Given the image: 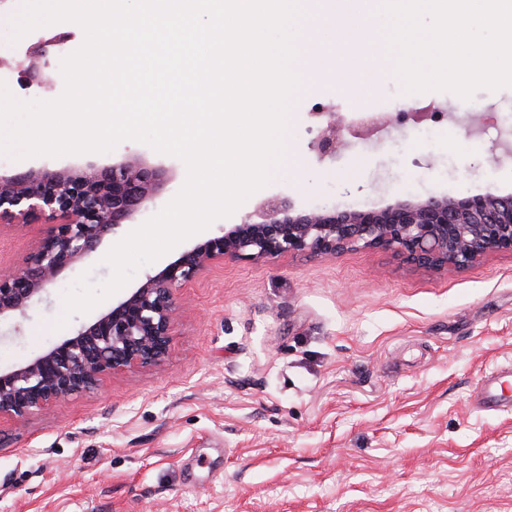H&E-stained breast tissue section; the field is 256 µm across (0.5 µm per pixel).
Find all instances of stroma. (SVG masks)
<instances>
[{
	"label": "stroma",
	"mask_w": 512,
	"mask_h": 512,
	"mask_svg": "<svg viewBox=\"0 0 512 512\" xmlns=\"http://www.w3.org/2000/svg\"><path fill=\"white\" fill-rule=\"evenodd\" d=\"M407 108L425 120L347 137L332 159L312 147L319 111ZM511 129L512 88L468 102L432 91L408 106L383 66L373 84L348 89L314 78L294 98L284 164L226 222L258 220L261 199L274 196L303 211L512 196ZM132 156L164 173L139 226L186 180L180 159L146 144L0 156V175ZM48 226L0 227V266H21ZM113 244L105 238L26 317L0 324V369L93 321L52 328L81 274L109 277ZM178 298L161 365L107 378L24 424L0 421V512H512V414L471 405L482 375L512 363V253L452 273L373 248L228 259Z\"/></svg>",
	"instance_id": "obj_1"
}]
</instances>
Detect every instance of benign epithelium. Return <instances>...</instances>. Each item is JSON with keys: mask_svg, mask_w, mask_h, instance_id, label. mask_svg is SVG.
Instances as JSON below:
<instances>
[{"mask_svg": "<svg viewBox=\"0 0 512 512\" xmlns=\"http://www.w3.org/2000/svg\"><path fill=\"white\" fill-rule=\"evenodd\" d=\"M54 37L41 38L0 69L33 82L47 79ZM314 145L322 155L342 146L341 122ZM160 170L131 158L111 166L29 170L0 175V220L20 226L44 214L47 234L14 270L0 271V321L25 313L60 273L117 234L159 189ZM262 221L224 227L64 341L12 371L0 372V419L24 422L38 411L97 390L115 373L157 366L168 356L181 305L177 290L224 258L259 260L283 253L334 257L354 248L390 250L418 267L454 271L485 256L512 253V196L399 202L378 211H297L286 198L260 205Z\"/></svg>", "mask_w": 512, "mask_h": 512, "instance_id": "benign-epithelium-1", "label": "benign epithelium"}]
</instances>
